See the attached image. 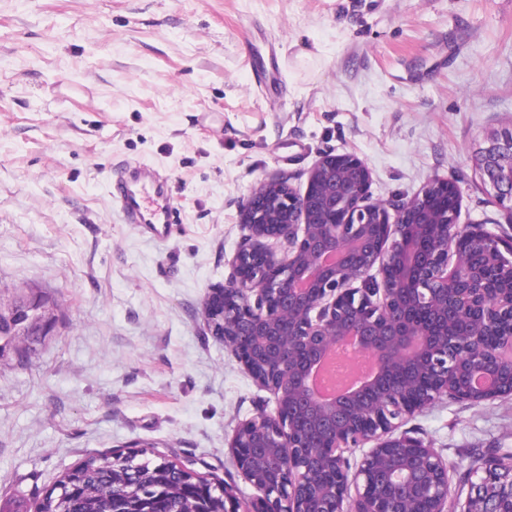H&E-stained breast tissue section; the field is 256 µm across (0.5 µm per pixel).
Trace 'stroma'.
Masks as SVG:
<instances>
[{
	"instance_id": "1",
	"label": "stroma",
	"mask_w": 512,
	"mask_h": 512,
	"mask_svg": "<svg viewBox=\"0 0 512 512\" xmlns=\"http://www.w3.org/2000/svg\"><path fill=\"white\" fill-rule=\"evenodd\" d=\"M277 54L271 93L252 72ZM512 130V0H0V291L59 303L26 366L0 357V499L37 503L87 454L154 447L239 498L227 441L275 398L201 317L233 275L243 201L304 192L321 156L406 201L436 174L459 223L512 234L474 155ZM169 179L166 238L124 223L110 174ZM467 491L470 461L512 453V397L410 418Z\"/></svg>"
}]
</instances>
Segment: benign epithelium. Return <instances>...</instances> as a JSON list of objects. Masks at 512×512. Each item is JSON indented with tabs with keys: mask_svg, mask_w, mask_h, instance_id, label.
<instances>
[{
	"mask_svg": "<svg viewBox=\"0 0 512 512\" xmlns=\"http://www.w3.org/2000/svg\"><path fill=\"white\" fill-rule=\"evenodd\" d=\"M475 162L512 223V136L493 134ZM370 172L352 153L327 154L304 193L259 182L240 211L248 230L233 277L207 291L201 308L276 407L237 424L228 442L244 480L261 493L229 490L203 502L187 490L208 480L172 461L154 465L157 491L141 484L137 450L112 471V512H377L383 476L396 491L389 512H512V454L476 462L465 500L452 498L449 467L398 429L440 400L480 405L512 396V240L458 223L455 181L435 175L409 200L366 202ZM361 286H356V283ZM58 305L22 289L0 291V335L29 342L52 335ZM465 323V332L456 331ZM345 336L378 363L377 376L330 404L313 398L308 374ZM488 336L499 347L485 346ZM371 445L356 469L345 452Z\"/></svg>",
	"mask_w": 512,
	"mask_h": 512,
	"instance_id": "benign-epithelium-1",
	"label": "benign epithelium"
}]
</instances>
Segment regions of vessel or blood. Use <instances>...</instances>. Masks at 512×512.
Listing matches in <instances>:
<instances>
[{"label":"vessel or blood","instance_id":"1","mask_svg":"<svg viewBox=\"0 0 512 512\" xmlns=\"http://www.w3.org/2000/svg\"><path fill=\"white\" fill-rule=\"evenodd\" d=\"M110 196L125 223L168 224L172 221L169 187L150 171L146 163L121 166Z\"/></svg>","mask_w":512,"mask_h":512}]
</instances>
